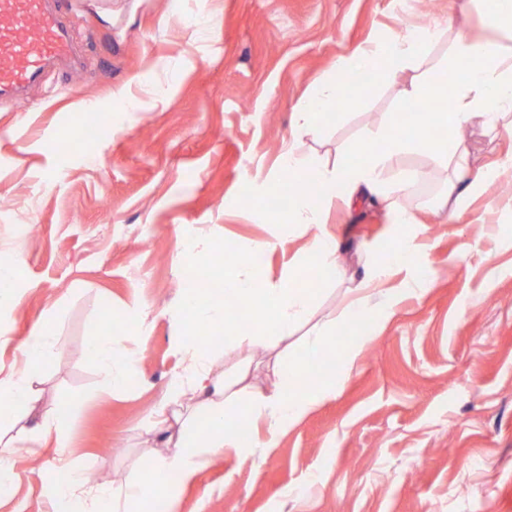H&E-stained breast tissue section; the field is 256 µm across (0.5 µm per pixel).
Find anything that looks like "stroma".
<instances>
[{
  "label": "stroma",
  "instance_id": "35a3bbf8",
  "mask_svg": "<svg viewBox=\"0 0 512 512\" xmlns=\"http://www.w3.org/2000/svg\"><path fill=\"white\" fill-rule=\"evenodd\" d=\"M423 0H63L81 49L78 69L49 68L23 100L0 101V260L23 259L12 306L0 309V376L22 373L21 341L50 326L37 372L40 408L68 401L70 463L134 477L160 445L145 420L182 357L173 318L189 287L181 241L208 236L262 256L253 276L278 285L316 232L338 244V274L317 276L314 320L337 315L341 355L354 324L347 288L372 274L400 236L383 202L335 205L326 224L278 223L251 193L283 176L293 116L336 62L367 41L418 30ZM398 88L324 117L297 150L299 167L365 157L397 113ZM463 138L476 165L512 157V138ZM400 204L413 212L415 265L381 282L391 302L369 321L361 357L324 403L254 459L213 456L178 489V512H512V169L450 217L448 173L429 154ZM225 373L244 357L274 389L275 354L228 348L243 326L226 315ZM126 336L125 386L110 389L88 350ZM55 440L42 457L13 455L15 484L0 512H48Z\"/></svg>",
  "mask_w": 512,
  "mask_h": 512
}]
</instances>
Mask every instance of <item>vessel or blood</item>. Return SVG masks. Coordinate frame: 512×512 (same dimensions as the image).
<instances>
[{
	"instance_id": "b4317fda",
	"label": "vessel or blood",
	"mask_w": 512,
	"mask_h": 512,
	"mask_svg": "<svg viewBox=\"0 0 512 512\" xmlns=\"http://www.w3.org/2000/svg\"><path fill=\"white\" fill-rule=\"evenodd\" d=\"M76 47L57 0H0V97L37 83Z\"/></svg>"
}]
</instances>
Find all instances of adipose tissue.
<instances>
[{
	"label": "adipose tissue",
	"mask_w": 512,
	"mask_h": 512,
	"mask_svg": "<svg viewBox=\"0 0 512 512\" xmlns=\"http://www.w3.org/2000/svg\"><path fill=\"white\" fill-rule=\"evenodd\" d=\"M482 14L483 35L459 29L453 34L448 69L452 81L440 84L437 71L425 66L431 47L440 38V31L426 29L418 35L408 32L388 34L377 41L359 46L350 56L339 61L334 78L326 80L303 104L296 114L292 132L294 140L316 136L319 122L340 99L346 98L350 87L369 80L376 84L395 80L399 73L411 71L407 83L398 90L401 111L427 96L446 101L445 109L425 115L424 131L409 135L401 131L398 120H389L382 144L360 142L358 149L368 162L361 167L342 163L321 165L311 170L310 179L294 184L293 204L288 212L290 223L322 224L338 198L337 188H344L345 203L366 192L381 197L394 211L395 223L415 224V216L399 208L396 199L408 182L422 179V171L408 173L406 179L388 183L387 171L396 169L404 154L418 149L431 154L448 172V188L455 191L456 211L466 210L469 200L480 195L497 180L501 172L493 169L471 170L469 151L462 130L481 125L488 132L512 136V53L505 52L501 34L512 37V0H473ZM317 184L321 197L311 200L310 184ZM185 274L196 275L216 265H225L222 253L209 239L190 240L180 252ZM224 288L220 297L199 303L194 295L185 296L178 308L174 324L173 346L183 359V366L168 382L166 395L151 415V429L168 423H179L181 435L173 448L152 459L132 479L98 487L95 494L84 489L80 473L68 480L52 479L43 483L42 491L49 499L52 512H147L149 505L167 500L175 504L177 489L159 482V474H178L182 482H190L210 456L233 453L242 460L253 458L257 440H241L240 428L256 429L264 425L268 441L301 422L309 413L336 393L335 376L309 379L297 361L278 360L275 375L281 393H265L258 388L236 389L226 380L216 364L212 349L202 347L187 337L188 330L198 324L220 323L228 307L247 304L251 307L254 328L238 337V344L262 346L281 343L292 336L296 327L310 313L314 291L296 287L299 268L289 267L282 282L271 288L258 287L252 277V254L240 253L232 265H225ZM53 341L50 335L35 331L21 344L25 357L24 374L0 376V487L11 488L14 482L10 454L26 447L31 455H39V441L53 432H61L71 407L60 404L50 407L37 425L24 423L21 409H33L39 399L34 372L49 358ZM124 339L96 338L90 351L107 372L113 389L126 382L127 363L123 354ZM244 403V412H235L237 403Z\"/></svg>",
	"instance_id": "ef3b65f1"
}]
</instances>
